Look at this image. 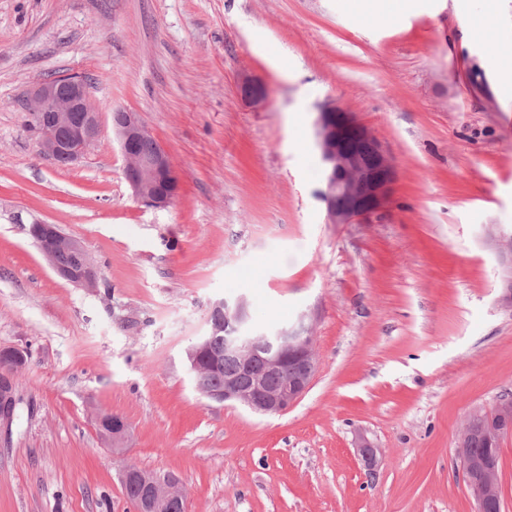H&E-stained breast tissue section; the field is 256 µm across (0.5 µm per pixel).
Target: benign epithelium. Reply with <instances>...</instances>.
I'll list each match as a JSON object with an SVG mask.
<instances>
[{
    "label": "benign epithelium",
    "mask_w": 512,
    "mask_h": 512,
    "mask_svg": "<svg viewBox=\"0 0 512 512\" xmlns=\"http://www.w3.org/2000/svg\"><path fill=\"white\" fill-rule=\"evenodd\" d=\"M247 100L258 105L266 99L264 84L256 80L242 83ZM31 117L37 128L40 151L62 166L83 162L101 132V115L93 105L88 83L79 74H68L64 82L41 79L30 92ZM112 132L125 159V178L137 200L152 209L169 207L179 194V181L168 151L161 145L143 155L133 151L136 143L151 138L137 113L117 109L112 114ZM315 145L325 174L328 223H367L392 207L398 180L395 158L375 131L355 113L325 102L317 107L314 121ZM30 236L44 244H58L75 253L79 263L62 267L53 253L45 257L62 279L85 288L96 287L98 273L80 241L65 235L59 225L35 221L29 225ZM485 241L497 262L501 282L498 301L512 308V234L490 224L485 228ZM209 317L224 318V356L239 361L242 373L224 377V388L210 391L197 380L195 387L206 399L217 403H238L259 415H279L292 407L307 392L317 371L314 336L311 327L300 318L297 324L273 335L257 334L248 325L243 301L224 299L214 302ZM192 372L200 361L219 359L212 349V337H199L186 350ZM21 353L15 349L0 350V420L8 423L15 414L16 368ZM253 369L250 383L244 372ZM497 424L489 426L493 440L500 441V422H512V398L504 397L492 409ZM101 434L112 443V452L122 453L128 436L126 420L118 414L98 418ZM471 423H466L458 441V454L476 512H490V505L500 501L499 457L493 453L472 454L467 448ZM359 452L368 471L377 463V449L365 437L360 438ZM123 480L140 489L137 512H172L182 503L184 493L172 475L160 476L138 467L122 471Z\"/></svg>",
    "instance_id": "1"
}]
</instances>
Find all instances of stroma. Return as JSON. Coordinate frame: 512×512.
Masks as SVG:
<instances>
[{
	"label": "stroma",
	"mask_w": 512,
	"mask_h": 512,
	"mask_svg": "<svg viewBox=\"0 0 512 512\" xmlns=\"http://www.w3.org/2000/svg\"><path fill=\"white\" fill-rule=\"evenodd\" d=\"M414 0L388 24L357 0H0V348L28 350L0 432V512H135L121 473L178 477L185 512H474L467 415L512 398V310L485 225L512 231V99L488 60L512 0ZM94 80L102 135L62 167L26 103L48 74ZM263 82L265 104L241 94ZM355 112L394 156L390 211L332 224L318 104ZM137 112L180 194L145 208L111 113ZM81 241L70 284L27 232ZM273 332L307 317L318 370L281 415L201 398L185 351L214 301ZM130 427L122 457L99 415ZM378 450L374 470L357 452ZM28 232L37 242L59 244L78 256L79 263L76 267H62L54 261L52 251L45 252L46 259L58 276L74 285L85 288L96 287L98 281L96 266L80 241L65 235L59 225L43 221H35L33 224H29Z\"/></svg>",
	"instance_id": "obj_1"
}]
</instances>
